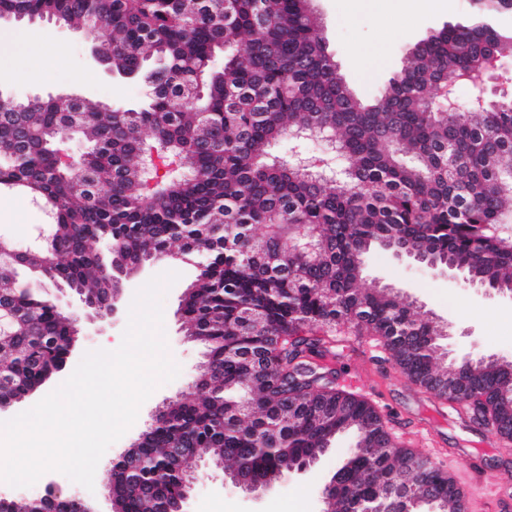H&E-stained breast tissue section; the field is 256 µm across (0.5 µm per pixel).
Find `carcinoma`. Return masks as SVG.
<instances>
[{
    "instance_id": "cac0c4a2",
    "label": "carcinoma",
    "mask_w": 512,
    "mask_h": 512,
    "mask_svg": "<svg viewBox=\"0 0 512 512\" xmlns=\"http://www.w3.org/2000/svg\"><path fill=\"white\" fill-rule=\"evenodd\" d=\"M474 4L473 19L432 33L364 101L337 73L311 0H0V19L108 29L99 44L112 72L152 90L145 106L110 112L57 95L0 103V195L31 200L48 219L44 247L20 263L0 257V304L12 317L0 404L41 389L72 346L58 304L19 270L101 296L115 288L111 258L134 268L176 256L196 270L179 312L206 360L194 397L172 401L134 463L112 465L123 512H166L204 460L261 490L315 464L347 430L357 449L332 475L325 512H402V499L420 496L425 512H462L448 470L320 360L339 329L369 336L422 392L512 442V361L449 364L435 317L388 285L360 287L372 248L408 245L428 268L512 293V235L499 232L512 213V92L483 108L457 96L450 112L433 93L437 73L469 88L487 55L512 56L502 23L512 0ZM311 129L336 134L349 176L329 184L318 166L270 156L272 143ZM72 135L86 148L65 164L59 144ZM154 148L179 170L152 185ZM391 486L402 499L386 496ZM32 508L0 501V512Z\"/></svg>"
}]
</instances>
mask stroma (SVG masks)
<instances>
[{
    "instance_id": "obj_1",
    "label": "stroma",
    "mask_w": 512,
    "mask_h": 512,
    "mask_svg": "<svg viewBox=\"0 0 512 512\" xmlns=\"http://www.w3.org/2000/svg\"><path fill=\"white\" fill-rule=\"evenodd\" d=\"M444 11L423 15L407 35H388L380 8L355 13L352 20H339L342 0H313L320 29L339 75L353 92L364 99L374 97L400 69L414 43L448 22H462L473 15L471 0H447ZM46 32L42 42L18 50L0 42V62L14 69L10 83L18 96L77 92L92 101L115 108L144 105L149 89L139 78L122 79L108 74L97 64L80 32L41 22ZM382 47V60L357 59L353 48ZM43 226L41 213L25 199L0 197V232L16 239L33 240ZM174 271L178 280L163 297L164 333L171 359L180 373L159 386L142 404L134 425L102 456L95 473L93 490L84 497L96 512H109L105 480L112 462L151 423L163 401L193 397V381L203 359V348L192 341L178 313L180 299L194 278L191 266L172 260L147 264L125 281L111 318L80 321V342L70 360L78 365L86 352L103 347L117 349L128 322L129 307L136 292L152 277ZM387 284L410 296L448 330L444 346L449 357L470 358L495 355L512 360V296L470 287L464 280L451 281L413 260L400 259L392 252L375 248L365 258L361 285L371 288ZM336 355L327 364L338 379L361 378L364 394L386 414L396 434L418 432L419 453L437 448L456 455V467L471 469L480 461L482 471L512 483V443L495 446L485 432L450 407L436 403L411 385L387 361L383 350L365 336L344 335L336 344ZM356 435L345 432L336 437L329 452L309 470L290 475L269 490L249 494L226 480L223 470L200 467L187 503V512H323L321 490L337 464L355 449Z\"/></svg>"
}]
</instances>
